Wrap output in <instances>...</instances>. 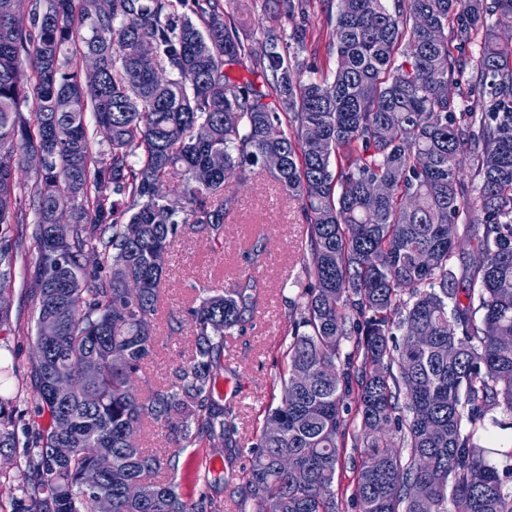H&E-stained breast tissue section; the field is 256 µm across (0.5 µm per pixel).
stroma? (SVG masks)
Returning <instances> with one entry per match:
<instances>
[{
    "instance_id": "obj_1",
    "label": "stroma",
    "mask_w": 512,
    "mask_h": 512,
    "mask_svg": "<svg viewBox=\"0 0 512 512\" xmlns=\"http://www.w3.org/2000/svg\"><path fill=\"white\" fill-rule=\"evenodd\" d=\"M224 13L249 38L254 51H261L263 39L259 27L275 29L288 37L293 28L306 33L305 49L299 55L302 77L329 74L336 66L334 26L328 17L329 0H310L305 14L288 20L269 16L261 10L262 0H221ZM224 191L239 199L237 213L224 226L223 243H215L206 233L183 231L167 258V271L160 285L161 315L153 349L136 381L138 391L168 382L173 369L191 357L194 338L189 328L173 332L169 318L185 317L196 295L195 284L235 287L239 270L245 264L244 252L256 234L266 237V251L259 267L264 282L261 303L254 319L243 329L224 338V370L218 382V394L234 407L237 439L250 447L263 425L267 407L282 395L279 374L284 368V353L290 340L288 304L299 300L312 280L306 264L309 255L307 223L298 204L289 200L269 174L250 176L239 182L231 176ZM24 262L4 290L10 299V318L0 326V358L16 368L12 378L0 381V396L11 399L15 430L20 441L12 457L0 465V512H11L16 498L35 494L37 487L26 478L24 443L26 426L35 422L47 425L48 413L37 412L33 398L35 300L32 285L37 274L36 253L30 227L22 229ZM182 459L192 462L189 470L177 473L184 494L198 497L202 492L223 498L224 512H239L229 490L208 486L198 479L197 471L208 470L215 476H227L230 469H241L244 460L225 464L207 443L184 449Z\"/></svg>"
}]
</instances>
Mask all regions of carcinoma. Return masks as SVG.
Returning a JSON list of instances; mask_svg holds the SVG:
<instances>
[{
	"mask_svg": "<svg viewBox=\"0 0 512 512\" xmlns=\"http://www.w3.org/2000/svg\"><path fill=\"white\" fill-rule=\"evenodd\" d=\"M306 6L263 9L292 18ZM15 8L0 0V279L15 276L12 225L25 219L15 161L42 151L29 193L34 288L37 324L55 328L35 336L46 357L34 364V398L50 415L26 455L38 495L13 512H101L105 500L112 512H224V499L186 500L168 476L197 442L215 454L238 447L236 412L215 387L224 335L260 305L264 236L250 240L235 287L199 289L195 350L170 383L141 394L135 381L156 330L155 256L187 226L224 239L238 210L225 177H248L270 153L282 157L271 177L301 203L314 283L288 304L282 396L235 493L252 512H339L351 413L358 512H512L493 463L509 462L512 476V442L486 425L496 407L512 415V346L501 342L512 336V45L498 36L512 29V0H336V68L306 81L295 78L301 30L291 51L261 29L269 48L258 56L219 0H112L107 13L97 0H35L27 29ZM450 18L462 45L483 31V51L475 83L446 96L462 63L448 50ZM89 52L101 61L93 101L80 92ZM235 66L261 82L233 77ZM463 95L473 111L457 112ZM97 128L111 131L99 154ZM469 153L473 202L458 179ZM178 172L179 212L164 201ZM58 208L73 218L63 242L48 234ZM466 213L479 228L458 224ZM87 257L104 275L83 276ZM56 373L75 387L54 393ZM3 408L0 453L18 447ZM146 421L172 430L176 449L143 448ZM84 448L112 457L95 487L82 479Z\"/></svg>",
	"mask_w": 512,
	"mask_h": 512,
	"instance_id": "cac0c4a2",
	"label": "carcinoma"
}]
</instances>
